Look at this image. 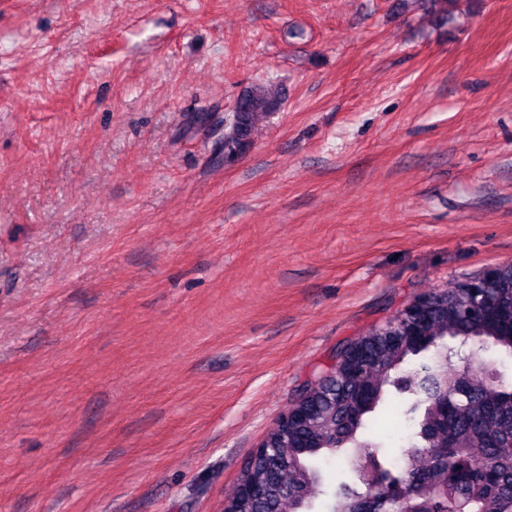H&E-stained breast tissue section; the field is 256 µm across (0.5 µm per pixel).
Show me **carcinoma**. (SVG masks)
<instances>
[{"label": "carcinoma", "mask_w": 512, "mask_h": 512, "mask_svg": "<svg viewBox=\"0 0 512 512\" xmlns=\"http://www.w3.org/2000/svg\"><path fill=\"white\" fill-rule=\"evenodd\" d=\"M431 13L448 20L458 0H429ZM280 101L265 85L244 91L224 152L240 154L250 144L257 119ZM423 321L426 341L394 343L391 329L374 326L356 343L366 353L363 376L348 372L349 357L336 364L299 404L314 408L309 425L278 423L267 433L268 455L243 468L229 512H353L369 499L377 512L399 506L405 488L426 512H512V384L501 367L512 362V326L473 314L469 281L430 293ZM489 308L512 309V265L501 267L488 290ZM454 356L467 358L470 372L447 369ZM419 362L414 383L407 367ZM448 396V409L436 405ZM397 401L408 429L401 441L420 465L394 455L386 439L371 436L384 408ZM369 450L379 470L376 486L362 484L352 468L333 481L323 466L350 463Z\"/></svg>", "instance_id": "cac0c4a2"}]
</instances>
